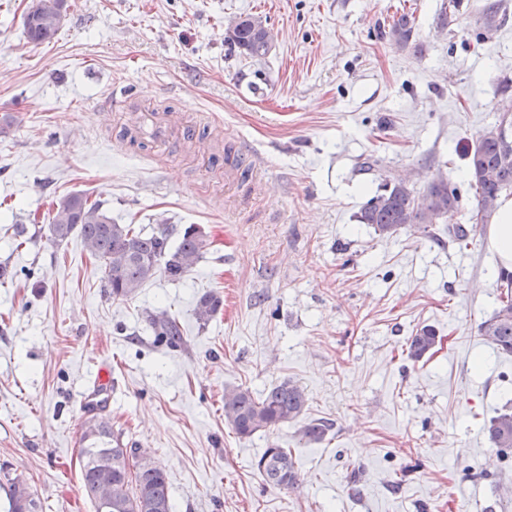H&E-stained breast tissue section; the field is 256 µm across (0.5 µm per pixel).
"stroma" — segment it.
Returning <instances> with one entry per match:
<instances>
[{"label":"stroma","mask_w":512,"mask_h":512,"mask_svg":"<svg viewBox=\"0 0 512 512\" xmlns=\"http://www.w3.org/2000/svg\"><path fill=\"white\" fill-rule=\"evenodd\" d=\"M30 2L0 0V468L43 512H94L81 401L107 364L100 415L164 468L174 512H512V453L484 430L512 408V356L478 332L497 305L492 227L448 240L477 205L465 154L512 109V0L490 31L488 0H69L42 45L24 33ZM403 13L404 48L388 36ZM246 14L275 35L265 57L224 39ZM141 110L168 123L164 142ZM369 155L380 170H361ZM387 177L420 194L445 182L458 210L380 236L356 215ZM74 192L119 224L199 226V262L112 299L79 236L50 239V203ZM31 215L35 234L14 236ZM211 292L223 304L203 324ZM161 311L180 346L156 344ZM425 325L441 342L410 360ZM286 380L307 394L300 420L225 426V388ZM319 419L324 440H301ZM274 441L294 487L255 467ZM149 324L158 343L175 346L182 342L183 332L179 322L167 312L149 315Z\"/></svg>","instance_id":"35a3bbf8"}]
</instances>
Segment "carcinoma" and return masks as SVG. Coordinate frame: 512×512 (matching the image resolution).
I'll return each instance as SVG.
<instances>
[{
	"mask_svg": "<svg viewBox=\"0 0 512 512\" xmlns=\"http://www.w3.org/2000/svg\"><path fill=\"white\" fill-rule=\"evenodd\" d=\"M69 9L68 0H32L23 16V27L29 42L39 45L51 41L59 32ZM261 17L248 15L235 23L229 38L240 53L249 58L262 57L263 32L256 23ZM412 27L407 16L393 21L389 34L405 45ZM468 166L478 196V208L470 220L487 224L498 207L501 194L512 190V147L504 142L497 127L481 133L470 153ZM458 196L444 182L433 183L423 200L399 180H384L356 215L360 224H371L375 231L392 236L410 224H438L457 209ZM51 240L60 244L79 235L104 269L105 287L114 300L137 294L145 283L159 275L179 281L192 271L206 246L204 235L191 224L183 229L176 246H170L168 230L152 233L131 224H118L99 201L89 202L85 194L72 193L52 204L49 223ZM504 289L499 306L478 327L482 340L497 352L512 355V274L498 277ZM221 301L213 294L203 295L197 302V320L207 323L219 310ZM149 324L158 343L175 346L182 342L179 322L162 311L149 316ZM440 342L436 330L423 326L406 342L407 357L420 360ZM307 395L302 387L284 381L256 396L243 386L224 389V423L239 437L245 438L265 430H273L299 418L305 410ZM331 429L325 421H312L301 431L308 443L322 441ZM490 441L501 452L512 449V411L492 417L485 426ZM99 444L83 447L78 463L82 489L101 512L102 501L112 498V512H173L167 476L149 452L130 448L121 436L105 422L97 431ZM263 482L273 488H290L297 484L298 473L292 452L276 442L255 462ZM0 489L5 502L0 512H42L41 502L32 492L19 494V476L4 475Z\"/></svg>",
	"mask_w": 512,
	"mask_h": 512,
	"instance_id": "obj_1",
	"label": "carcinoma"
}]
</instances>
